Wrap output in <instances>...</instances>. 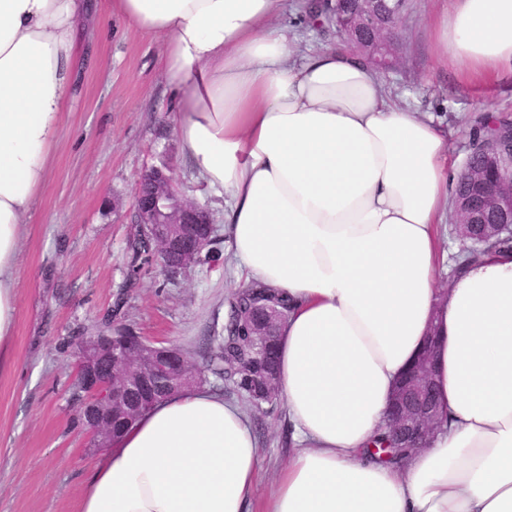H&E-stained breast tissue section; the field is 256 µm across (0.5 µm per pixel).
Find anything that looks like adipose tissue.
<instances>
[{"instance_id": "ef3b65f1", "label": "adipose tissue", "mask_w": 512, "mask_h": 512, "mask_svg": "<svg viewBox=\"0 0 512 512\" xmlns=\"http://www.w3.org/2000/svg\"><path fill=\"white\" fill-rule=\"evenodd\" d=\"M281 0H108L160 40L174 130L224 198L236 276L287 293L277 396L293 453L263 512H512V251L436 286L437 226L460 177L448 132L399 105L345 48L306 55ZM88 0H0V364L17 314L23 219L50 174ZM463 76L512 75V0L436 19ZM435 334L441 422L406 465L368 451ZM261 450L247 411L194 388L116 437L81 512H250Z\"/></svg>"}]
</instances>
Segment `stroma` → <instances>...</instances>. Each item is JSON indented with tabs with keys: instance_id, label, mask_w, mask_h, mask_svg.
Returning a JSON list of instances; mask_svg holds the SVG:
<instances>
[{
	"instance_id": "obj_1",
	"label": "stroma",
	"mask_w": 512,
	"mask_h": 512,
	"mask_svg": "<svg viewBox=\"0 0 512 512\" xmlns=\"http://www.w3.org/2000/svg\"><path fill=\"white\" fill-rule=\"evenodd\" d=\"M303 2L283 0L280 18L298 35L300 52L335 43L333 33L305 23ZM105 3L95 0L93 18L82 25L49 181L24 219L10 363L0 368V512H80L102 451L71 427L70 337L114 309L117 323L198 364L241 286L228 268L225 236L217 264L197 265L177 280L148 266L129 274L132 204L146 166L167 163L182 197L206 207L219 227L224 201L191 178L182 158L159 41L109 15ZM441 6L406 0L396 26L400 65L382 78L400 104L447 125L448 164L460 171L486 110L512 120V78L468 81L448 64L433 29ZM251 418L266 490L292 453L288 420L278 401Z\"/></svg>"
}]
</instances>
